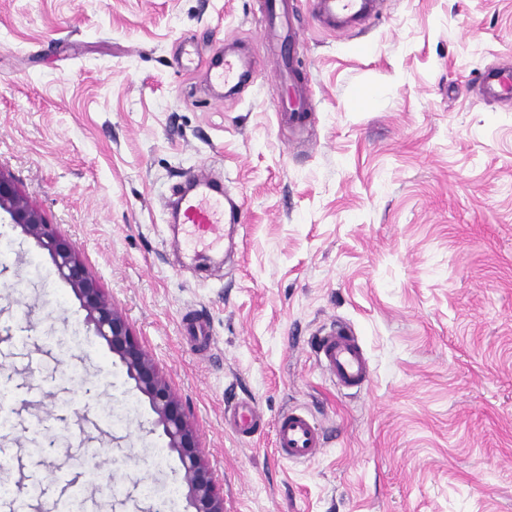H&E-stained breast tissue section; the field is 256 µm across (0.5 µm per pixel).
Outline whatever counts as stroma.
<instances>
[{
	"mask_svg": "<svg viewBox=\"0 0 512 512\" xmlns=\"http://www.w3.org/2000/svg\"><path fill=\"white\" fill-rule=\"evenodd\" d=\"M259 7L0 0V170L154 358L224 512H512V100L477 98L512 61V0H384L336 29L294 0L301 125L279 114ZM238 53L252 77L228 94L208 68ZM203 167L242 204L218 246L167 205ZM1 234L0 485L57 496L104 447L116 494L98 512L146 510L144 488L179 487L177 454L48 254L9 218ZM336 323L369 357L363 389L316 362ZM240 401L265 418L250 438L224 423ZM295 407L325 430L309 463L275 451ZM298 94L293 101L282 106L279 112H290L289 117L294 120H301L307 112H313L314 103L310 91L304 87H298Z\"/></svg>",
	"mask_w": 512,
	"mask_h": 512,
	"instance_id": "1",
	"label": "stroma"
}]
</instances>
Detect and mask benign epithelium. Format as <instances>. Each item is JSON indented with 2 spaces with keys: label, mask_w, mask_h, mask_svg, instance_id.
Returning <instances> with one entry per match:
<instances>
[{
  "label": "benign epithelium",
  "mask_w": 512,
  "mask_h": 512,
  "mask_svg": "<svg viewBox=\"0 0 512 512\" xmlns=\"http://www.w3.org/2000/svg\"><path fill=\"white\" fill-rule=\"evenodd\" d=\"M2 211L49 255L60 278L79 300L89 331L106 343L127 377L147 397L156 415L155 424L167 438V448L177 453L180 460L181 485L191 512H224V496L204 460L196 431L154 359L132 334L127 320L114 308L75 247L48 224L40 208L12 179L0 173Z\"/></svg>",
  "instance_id": "1"
}]
</instances>
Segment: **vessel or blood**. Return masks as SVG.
Wrapping results in <instances>:
<instances>
[{"mask_svg":"<svg viewBox=\"0 0 512 512\" xmlns=\"http://www.w3.org/2000/svg\"><path fill=\"white\" fill-rule=\"evenodd\" d=\"M290 0H264L263 12L268 33L282 37V59L286 71H293L295 50L294 31L289 17ZM319 18L332 22L346 17H368L373 13L372 0H317ZM248 66L234 59L225 60L212 77L231 85L245 77ZM483 94L487 97L512 98V67L491 68L483 77ZM284 111L292 119H303L313 111L314 103L307 88H299L293 101L284 104ZM183 223L189 224L197 238L221 240L224 225L239 223L241 207L233 199L224 197L215 188L207 171H200L195 179V190L178 199ZM316 360L324 372L344 389L363 388L371 373L367 353L353 330L343 324L330 329L315 344ZM227 421L241 437H250L262 424V416L254 404L238 403L230 410ZM274 444L278 455L291 462H310L324 450L325 437L320 423L299 409L282 412L274 421ZM40 502L43 512H60V502L48 498L43 491L26 488L23 493L0 497V512H29L32 502Z\"/></svg>","mask_w":512,"mask_h":512,"instance_id":"vessel-or-blood-1","label":"vessel or blood"}]
</instances>
